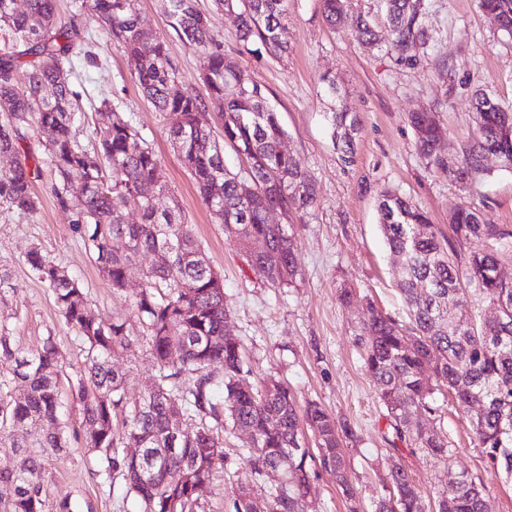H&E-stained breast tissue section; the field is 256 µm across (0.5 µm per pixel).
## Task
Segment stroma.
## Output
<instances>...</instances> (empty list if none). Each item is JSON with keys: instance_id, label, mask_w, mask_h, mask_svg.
<instances>
[{"instance_id": "1", "label": "stroma", "mask_w": 512, "mask_h": 512, "mask_svg": "<svg viewBox=\"0 0 512 512\" xmlns=\"http://www.w3.org/2000/svg\"><path fill=\"white\" fill-rule=\"evenodd\" d=\"M425 3L432 40L416 61L400 62L385 49L360 45L349 24L329 26L322 18L321 0H288L287 56L255 61L235 51L234 16L215 10L212 0H200L224 38L228 60L250 69L267 87L288 132L285 150L317 185V207L294 220L301 278L294 286L274 288L250 270L234 240L202 204L167 137L164 115L139 93L111 35L92 20L89 10H78L75 0H58L62 19L78 18L85 44L97 58L96 64L78 65L79 84L95 98L120 104L157 154L170 191L224 280L233 331L244 345L253 379L275 378L294 392L299 404L317 402L350 424L354 440L346 449L348 480L362 512H368L381 493V478L393 460L409 466L427 498L436 491L440 471L432 460L400 457L392 450L386 411L352 336L362 306L345 307L337 298L338 288L347 284L391 316L405 317L394 281L397 259L378 227L381 192L412 200L443 230L453 210L464 203L487 223L512 225V170L489 159L481 181L472 191H462L446 171L428 168L416 153L407 120L408 113L431 110L453 143L475 138L471 103L476 89L512 107V40L501 35L477 0ZM137 7L148 24L167 36L185 81L196 83L200 50L171 37L164 0H137ZM328 76L336 78L339 98L326 92ZM339 100L359 121L355 161L349 165L339 160L326 120ZM53 182L48 170L36 182L40 205L33 214L0 208V264L13 274L11 289L0 296V320L7 322L16 347L29 350L52 335L68 362L77 363L82 359L79 343L49 289L24 265L27 250L39 245L77 276L93 310L105 317L127 311L152 259L140 257L129 272L125 293L113 294L74 233L68 213L60 208ZM65 413L68 445L45 476L44 512H56L64 498L70 499L73 512H139L121 489H108L94 477L95 464L84 448L77 410L70 406ZM439 424L459 450V467L479 478L492 495L495 512H512V479L489 463L472 432L468 411L444 405ZM240 444L239 438L225 435L224 462L214 475L205 512H234L241 488L255 487Z\"/></svg>"}]
</instances>
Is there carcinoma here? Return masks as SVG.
<instances>
[{
	"instance_id": "cac0c4a2",
	"label": "carcinoma",
	"mask_w": 512,
	"mask_h": 512,
	"mask_svg": "<svg viewBox=\"0 0 512 512\" xmlns=\"http://www.w3.org/2000/svg\"><path fill=\"white\" fill-rule=\"evenodd\" d=\"M238 18V52L257 60L288 53V0H214ZM498 29L512 37V0H478ZM93 17L119 43L140 94L165 114L167 132L194 179L202 203L224 225L243 252L256 238L266 251L247 257L248 266L273 285H293L300 276L291 215L315 209L313 177L282 149L286 136L266 88L226 61L224 40L214 32L199 0H166L168 26L201 51L199 81L173 93L182 79L167 40L137 12L135 0H90ZM390 33L388 52L401 62L416 60L429 40L423 0H384ZM325 22L346 15V0H322ZM357 39L378 44L368 14L353 22ZM0 154L15 163L0 169V204L20 213L39 209L34 182L47 166L55 175L59 206L115 292L126 288L129 269L141 255H158L146 271L130 314L109 319L94 313L88 293L37 245L24 257L29 272L52 292L74 330L81 365L64 371L63 354L52 336L34 349L11 342L0 322V425L12 431L15 455L0 462V484L11 487L0 512H44L43 475L49 459L66 448L62 380L78 407L84 445L97 453V475L112 484L122 479L125 496L140 512H199L218 464L224 460V426L244 437V459L262 482L267 512H308L310 472L329 475L358 512L359 499L347 478L345 445L354 437L346 422L319 403L300 406L288 386L273 379L249 381L252 369L238 337L225 332L231 310L222 278L202 244L166 191L161 163L141 132L119 106L107 100L96 112L99 146H81L72 129L80 119V91L71 74L82 53L75 20L59 19L56 0H0ZM31 57L24 80L21 59ZM224 110L212 114L209 103ZM473 114L480 137L448 144L456 166L448 167L442 146L447 130L433 112H412L408 122L415 148L427 164L448 170V179L470 191L485 171L487 155L512 170V109L486 92H475ZM331 140L345 163L353 162L356 117L344 105L329 117ZM36 140L43 152L28 145ZM230 149L245 161L236 171L224 164ZM253 191L243 195L241 184ZM132 205L140 222L129 224ZM275 209L286 223L270 224ZM379 227L390 252L401 258L394 272L411 324L406 326L373 304L353 326L364 350L367 374L387 411L394 440L416 457L443 467L434 501L426 500L410 470L393 462L382 478L384 493L373 512H493L492 497L469 472L456 466L448 436L420 416L440 412L434 394L447 390L471 410L472 430L488 460L512 477V281L499 277L512 260V226L486 224L477 210L458 206L450 215V236L441 234L428 213L409 199L385 191L377 205ZM233 224H228V221ZM496 308L489 319L472 313V299ZM145 349L154 371L153 388L131 398L128 372L112 364L117 349ZM196 422L190 436L175 438L178 423ZM311 435L317 452L307 446ZM128 448L142 449L131 457Z\"/></svg>"
}]
</instances>
